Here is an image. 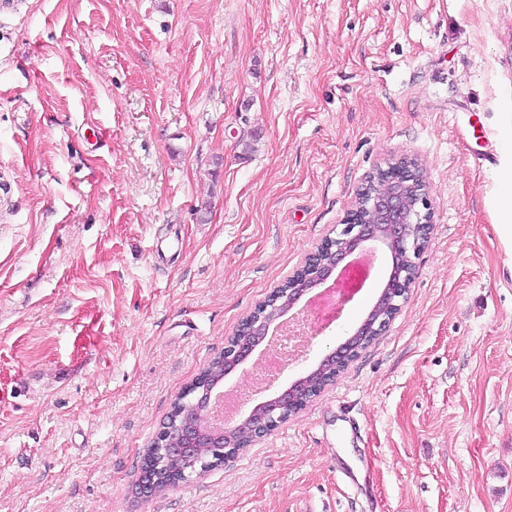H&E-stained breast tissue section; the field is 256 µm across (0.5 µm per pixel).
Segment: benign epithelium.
<instances>
[{
    "label": "benign epithelium",
    "instance_id": "1",
    "mask_svg": "<svg viewBox=\"0 0 512 512\" xmlns=\"http://www.w3.org/2000/svg\"><path fill=\"white\" fill-rule=\"evenodd\" d=\"M432 220L428 188L416 159L388 158L377 166L366 177L336 236L325 238L304 257L288 276L286 287L272 289L256 304L225 339L218 360L224 363L226 377L238 370L247 371L252 354L279 336L285 324L307 311L308 304H300L303 297L311 301L310 293L338 287L341 274L356 253L366 252L373 259L380 254L402 255V267L389 271L379 295L351 336L287 387L257 403L246 398V410L234 422L225 420L220 425L217 421L218 397L224 385L193 380L184 390L180 417L172 426L158 429L153 448L193 465L197 449L204 442L226 460L240 453L235 442L238 431H248L254 443L283 424L285 416L302 410L360 350L382 335L401 311L410 292L414 258L429 239ZM158 483L157 468L143 463L134 493L151 496L158 492Z\"/></svg>",
    "mask_w": 512,
    "mask_h": 512
}]
</instances>
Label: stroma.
<instances>
[{
    "instance_id": "obj_1",
    "label": "stroma",
    "mask_w": 512,
    "mask_h": 512,
    "mask_svg": "<svg viewBox=\"0 0 512 512\" xmlns=\"http://www.w3.org/2000/svg\"><path fill=\"white\" fill-rule=\"evenodd\" d=\"M511 122L512 0L0 10V512H512ZM404 155L433 224L401 312L270 435L135 497L177 396ZM510 138L505 137L500 146L501 154V187L499 203L503 214L502 224H498V232L503 241L512 244V127Z\"/></svg>"
}]
</instances>
